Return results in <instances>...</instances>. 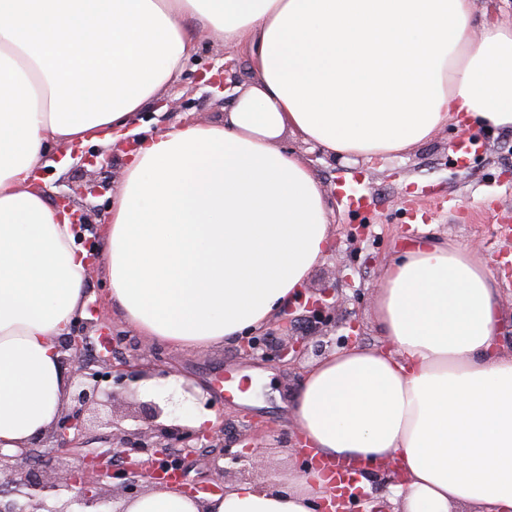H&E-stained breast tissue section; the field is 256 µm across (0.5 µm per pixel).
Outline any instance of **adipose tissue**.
Segmentation results:
<instances>
[{"mask_svg":"<svg viewBox=\"0 0 512 512\" xmlns=\"http://www.w3.org/2000/svg\"><path fill=\"white\" fill-rule=\"evenodd\" d=\"M246 48L256 81L217 124L148 135L111 202L100 257L124 321L154 344L218 347L298 298L330 247L319 181L282 148L388 157L449 119L512 129V23L475 0H0V451L50 430L69 389L58 339L88 301L86 251L33 183L49 148L112 140L202 38ZM491 259L422 243L374 286L383 344L329 351L292 410L312 458L376 473L394 512H512V353ZM135 388L178 423L192 378ZM320 466L197 502L153 488L124 512H315Z\"/></svg>","mask_w":512,"mask_h":512,"instance_id":"ef3b65f1","label":"adipose tissue"}]
</instances>
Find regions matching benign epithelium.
<instances>
[{
    "instance_id": "7a95c632",
    "label": "benign epithelium",
    "mask_w": 512,
    "mask_h": 512,
    "mask_svg": "<svg viewBox=\"0 0 512 512\" xmlns=\"http://www.w3.org/2000/svg\"><path fill=\"white\" fill-rule=\"evenodd\" d=\"M59 203L70 213L74 227L84 230L92 225L94 209H76L68 196L60 197ZM308 293L309 300L302 308L311 333L296 336L288 332L285 321L280 333H261L243 339L239 346L242 355L249 357L260 352L282 366L294 367L309 354L318 357L334 344L357 341L358 322L337 318L345 303L338 288L311 286ZM89 312L91 317L76 319L58 342L61 361L69 368L70 392L69 402L49 434L59 447L79 450L80 464L57 469L45 483L32 470L19 466V461L28 458L31 448L12 455L0 451L1 483L28 489V502L36 508L45 507L41 492L49 489L69 494L70 502L79 506H101L110 499L138 497L144 493L145 482L170 487L191 497L201 492H222L237 466L254 471L272 466L273 456L268 447L258 442V437L244 434L241 441L245 442V449L231 448L224 444V425L208 430L166 424L161 421L163 410L149 402L135 404L134 411L124 415L135 421L130 428L122 426L116 417L106 421L113 427L112 447L82 449L80 440L89 430V413L94 406L135 396L132 384L150 370L163 375L170 373L162 368V352L150 344L141 347L139 363L119 355L120 334L99 318L98 304H90ZM339 327L350 332L331 338ZM92 343L100 349L94 359L88 360L86 353ZM188 458L190 466L210 476V481L188 479L190 466H185Z\"/></svg>"
}]
</instances>
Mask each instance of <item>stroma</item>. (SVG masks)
Here are the masks:
<instances>
[{"label":"stroma","instance_id":"35a3bbf8","mask_svg":"<svg viewBox=\"0 0 512 512\" xmlns=\"http://www.w3.org/2000/svg\"><path fill=\"white\" fill-rule=\"evenodd\" d=\"M224 69L227 92L202 85L200 73ZM254 79L248 55L214 41L201 42L182 73L163 90L158 103L141 114L143 125L162 131L177 123L203 120L218 122L234 101L233 91ZM464 136L456 122H448L429 142L407 152L370 161L339 160L324 154L301 136L287 133L285 148L298 154L320 182L334 224V247L317 265L310 284H338L349 299L348 310L362 328L363 345L379 344L380 336L372 309V286L385 263L416 239L431 238L440 243L479 245L495 260H502V242L493 236L494 226L512 225V130H481V149L463 164L453 159L455 144ZM107 168H47L41 183L48 202L59 195H71L75 205L91 203L98 210L97 223H104L111 200L103 195L84 199L80 187L87 181L117 185L125 163L111 153ZM353 197L368 204L366 216H358L348 206ZM109 281L101 270H93L88 282L90 298H104L102 314L125 337L120 350L130 357L138 352L141 336L132 330L120 313L108 303ZM164 362L170 370L197 378L215 400L217 407L233 412L224 427V440L231 443L243 432L238 418L248 415L267 423L281 442L273 443L277 467L265 472H249L245 481L276 484L280 471L295 467L288 452L297 429L285 406L290 403L307 369L299 364L288 369L258 357H245L238 344L203 351L165 348Z\"/></svg>","mask_w":512,"mask_h":512}]
</instances>
